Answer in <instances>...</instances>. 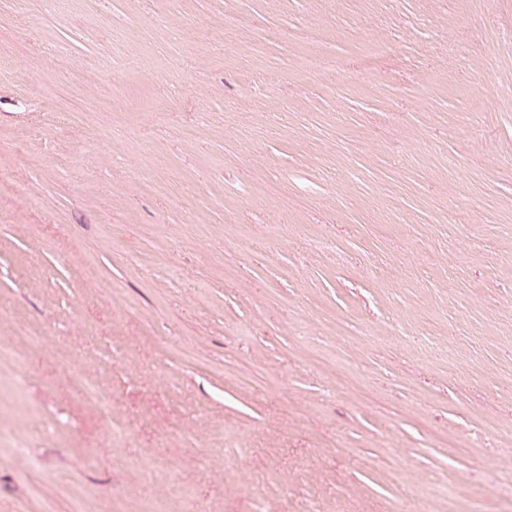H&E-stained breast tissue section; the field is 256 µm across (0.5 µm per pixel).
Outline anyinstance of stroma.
<instances>
[{
  "mask_svg": "<svg viewBox=\"0 0 512 512\" xmlns=\"http://www.w3.org/2000/svg\"><path fill=\"white\" fill-rule=\"evenodd\" d=\"M20 326L0 512H512V0H0ZM85 387L88 399L94 404L99 419L103 423L108 433H112V408L110 404V395L101 390L96 384L88 379L79 380Z\"/></svg>",
  "mask_w": 512,
  "mask_h": 512,
  "instance_id": "1",
  "label": "stroma"
}]
</instances>
